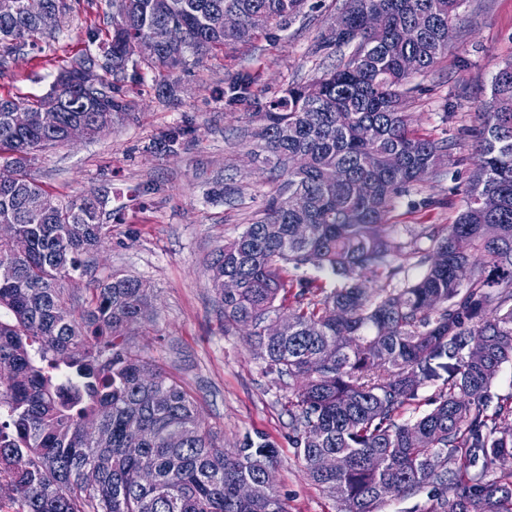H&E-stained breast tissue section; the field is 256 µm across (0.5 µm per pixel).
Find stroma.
Masks as SVG:
<instances>
[{
	"label": "stroma",
	"mask_w": 512,
	"mask_h": 512,
	"mask_svg": "<svg viewBox=\"0 0 512 512\" xmlns=\"http://www.w3.org/2000/svg\"><path fill=\"white\" fill-rule=\"evenodd\" d=\"M71 11L54 38L11 53L0 69V96L21 102L45 95L60 67L98 53L112 28V0H66ZM344 0H304L287 28L259 32L251 44L192 58L174 97L158 98L153 73L126 83L133 119L92 139L49 147L29 173L53 198L69 201L105 193L122 223L91 258L88 275L64 278L68 293L90 298L96 279L119 271L146 282L153 293L150 320L128 336L133 350L165 371L195 399L199 417L224 447L262 435L278 451L274 473L288 512H339L340 505L304 474L292 444L289 402L298 383L267 373L241 332L225 331L210 285L215 250L241 233L278 183L255 158L251 116L263 99L225 101V82L242 72L258 76L263 98L304 83L349 55L314 47L335 22ZM448 52L412 79L418 90L407 111L413 127L454 144L444 174L398 198L389 217L392 250L421 238L423 225L443 231L457 216L477 162L467 127L491 92L502 62L512 59V0H465L454 19ZM188 127L175 154L155 144L173 128ZM234 189L228 206L215 188Z\"/></svg>",
	"instance_id": "stroma-1"
}]
</instances>
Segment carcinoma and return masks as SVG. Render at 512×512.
I'll use <instances>...</instances> for the list:
<instances>
[{"mask_svg":"<svg viewBox=\"0 0 512 512\" xmlns=\"http://www.w3.org/2000/svg\"><path fill=\"white\" fill-rule=\"evenodd\" d=\"M0 0V44L20 49L61 30L66 0H44L55 17L47 28L24 7ZM465 0H346L353 46L341 64L306 84L290 85L265 102L253 133L282 182L252 222L218 247L209 263L224 328L239 329L262 349L266 368L305 380L296 394L291 428L307 477L336 495L342 512H381L388 496L408 498L432 488L431 512H512V481L489 479L496 462L512 458V404L491 387L512 362V60L492 79L490 99L473 129L481 164L444 232L430 242L411 278L394 264L386 239L395 200L423 177H438L452 144L410 129L406 101L416 87L402 69L408 56L423 73L448 52V24ZM304 0H112V32L101 49L103 75L94 88L79 68L91 54L59 70L50 91L30 103L0 97V224L28 243L24 254L0 240V497L18 512H287L274 485L244 499L240 485L265 482L277 466L266 438L247 436L224 448L204 429L194 399L129 345L128 331L146 320L149 291L114 272L96 280L74 315L61 277L87 272L89 258L111 232L94 195L52 198L28 175L38 152L64 144L83 125L91 139L132 114L125 79L146 68L158 95H174L173 74L189 57L212 48L246 45L268 27H284ZM241 17L224 31V13ZM380 11L379 31L365 27ZM424 26L414 42L402 37ZM170 26L184 41L170 46ZM154 44L147 56L141 45ZM258 76L228 82V102L258 93ZM48 104L43 123L21 131L19 109ZM341 170L345 180L330 182ZM308 235L299 238L295 226ZM346 279L330 292L316 277L290 278L286 267L310 266ZM358 272L392 287L371 293ZM239 287L224 292V278ZM293 325L282 336L265 324L288 299ZM446 357L448 378L430 396L431 361ZM153 372L149 382L142 380ZM424 401L428 409L404 422L399 412ZM94 422L89 438L82 425ZM342 459L324 471L319 457ZM381 458L373 469L369 457ZM97 483L86 486L84 471Z\"/></svg>","mask_w":512,"mask_h":512,"instance_id":"cac0c4a2","label":"carcinoma"}]
</instances>
